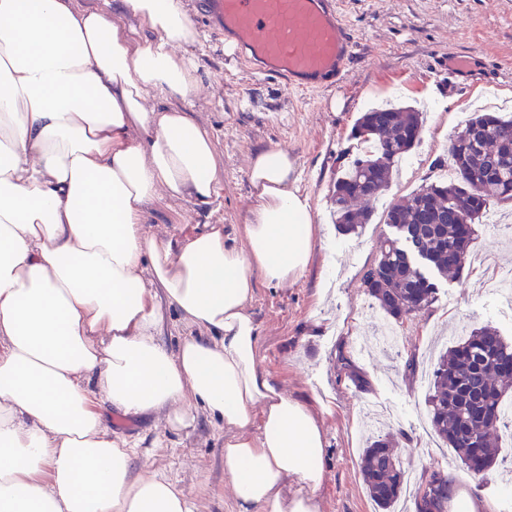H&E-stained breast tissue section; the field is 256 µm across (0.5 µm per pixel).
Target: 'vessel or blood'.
I'll return each instance as SVG.
<instances>
[{
    "label": "vessel or blood",
    "mask_w": 512,
    "mask_h": 512,
    "mask_svg": "<svg viewBox=\"0 0 512 512\" xmlns=\"http://www.w3.org/2000/svg\"><path fill=\"white\" fill-rule=\"evenodd\" d=\"M198 11L243 59L293 90L340 78L353 55L334 0H199Z\"/></svg>",
    "instance_id": "obj_1"
}]
</instances>
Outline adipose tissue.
<instances>
[{
  "instance_id": "obj_1",
  "label": "adipose tissue",
  "mask_w": 512,
  "mask_h": 512,
  "mask_svg": "<svg viewBox=\"0 0 512 512\" xmlns=\"http://www.w3.org/2000/svg\"><path fill=\"white\" fill-rule=\"evenodd\" d=\"M134 16L138 24L125 26ZM181 0H0V512H200L107 413H205L233 429L237 512H318L325 437L257 353V281L305 271L313 214L296 161L254 153L242 234L144 230L157 193L215 201L210 132L176 100L196 88ZM164 104L145 107L144 89ZM172 307L203 337L169 349ZM300 491L286 495L287 480Z\"/></svg>"
}]
</instances>
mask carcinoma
Returning <instances> with one entry per match:
<instances>
[{
    "mask_svg": "<svg viewBox=\"0 0 512 512\" xmlns=\"http://www.w3.org/2000/svg\"><path fill=\"white\" fill-rule=\"evenodd\" d=\"M422 131L423 113L412 106H377L356 119V154L339 171L332 196L340 231L355 234L371 223V201L388 187L395 163L419 144ZM448 155L453 177L421 185L391 204L384 218L388 225L408 227L431 257L436 277L426 278L407 264L391 237L380 242L378 258L363 274L367 293L397 321L434 303L438 278L465 267L473 225L483 223L491 204L512 201V117L473 116L451 141ZM476 186L482 207L464 219L454 201ZM511 391L512 343L489 325L449 347L433 371L432 428L475 475L485 474L498 460L499 438L512 427V402L506 400ZM361 472L371 500L388 512L405 483V470L388 441L378 438L363 450ZM419 495L422 512H444L446 481L433 474Z\"/></svg>",
    "mask_w": 512,
    "mask_h": 512,
    "instance_id": "obj_1",
    "label": "carcinoma"
}]
</instances>
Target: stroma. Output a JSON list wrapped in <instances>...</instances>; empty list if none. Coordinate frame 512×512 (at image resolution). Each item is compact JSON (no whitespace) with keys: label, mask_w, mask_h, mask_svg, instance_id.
Here are the masks:
<instances>
[{"label":"stroma","mask_w":512,"mask_h":512,"mask_svg":"<svg viewBox=\"0 0 512 512\" xmlns=\"http://www.w3.org/2000/svg\"><path fill=\"white\" fill-rule=\"evenodd\" d=\"M339 2L354 54L339 81L307 94L257 73L206 20L193 18L196 41L172 51L197 63V89L183 106L212 136L222 191L208 205L155 199L147 229L167 239L203 224L243 226L253 205L251 156L286 151L309 196L314 246L297 281L257 283L250 311L263 369L281 392L310 405L324 433L319 512H378L360 472L361 454L377 436L391 441L413 475L399 512H417L416 490L435 471L448 481L445 512H457L466 495L512 512V436L502 435L501 460L477 488L454 451L419 426L441 352L486 325L512 342V303L496 286L500 272L512 270V202L492 205L493 223L476 225L463 271L440 283L428 309L394 323L362 285L381 240L393 233L387 208L436 179L435 160L447 159L474 112L491 100L512 103V0ZM458 56L464 68H454ZM390 102L423 112L421 141L373 202L371 224L342 233L332 191L344 152L356 146L351 128L361 112ZM410 357L412 374L404 368ZM109 421L114 434L146 448L139 472L166 474L198 500L200 512H234L235 491L224 475L231 432L223 423L201 413L190 426L174 427L162 413L142 420L118 411Z\"/></svg>","instance_id":"35a3bbf8"}]
</instances>
